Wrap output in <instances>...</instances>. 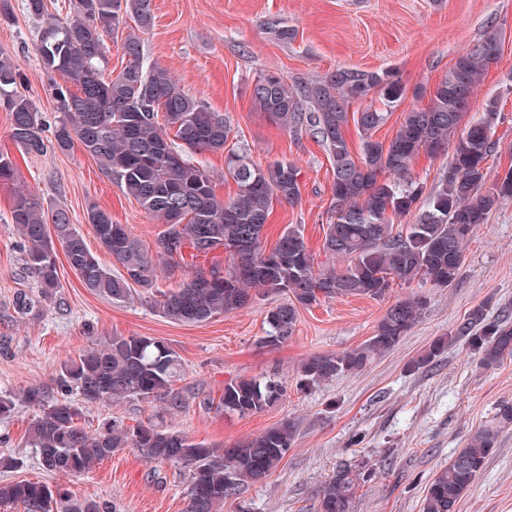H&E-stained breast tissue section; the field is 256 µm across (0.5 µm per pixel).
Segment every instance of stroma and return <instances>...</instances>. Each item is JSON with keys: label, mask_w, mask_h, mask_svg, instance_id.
I'll list each match as a JSON object with an SVG mask.
<instances>
[{"label": "stroma", "mask_w": 512, "mask_h": 512, "mask_svg": "<svg viewBox=\"0 0 512 512\" xmlns=\"http://www.w3.org/2000/svg\"><path fill=\"white\" fill-rule=\"evenodd\" d=\"M11 5L10 19L0 22V53L18 64L20 90L35 103L50 132L61 114L51 90L56 78L39 61L41 23L25 12L23 0ZM282 27L292 30L293 39L277 36ZM490 33L500 37L502 52L467 117L478 119L486 100L496 99L498 148L487 161L494 179L512 168V0H154V22L142 39L149 62L166 68L184 91L223 113L234 147L251 164L284 161L298 169L301 198L293 205L275 204L265 244L273 246L288 225H300L316 267L327 269L337 264L322 249L332 208L331 158L310 134L289 133L255 110V80L276 74L293 85L340 68L392 69L406 87L431 88L460 53ZM9 130V114L0 110V152L16 162L13 180L0 182V395L18 398L13 416L0 420V450L24 464L0 470V481L41 480L74 498L106 502L112 512H185L184 473L148 462L137 449H125L74 477L43 471L34 449L24 444L41 409L23 402V392L54 389L61 362L112 336H154L171 345L182 359L177 386L186 401L177 411L153 400L85 403L81 423L87 430L106 422L152 424L222 449L283 418L298 421L295 442L280 467L225 501L223 512H318L322 485L344 465L371 472L368 482L359 484L350 512H421L434 473L492 419L499 404L512 403V356L487 370L459 342L430 366L407 369L473 307L484 303L490 315H512V201L474 228L451 287L415 281L393 284L376 299L321 298L300 310L292 337L275 347L262 338L266 312L280 301L276 295L197 324L173 322L152 307L154 291L179 288L194 266L227 268L231 258L226 253L197 258L174 276L160 277L155 290L137 289L126 303L89 292L62 258L58 273L65 310L43 301L22 316L14 310L17 294L33 298L37 290L32 279L18 273L20 238L10 213L15 191L36 195L45 210L65 209L97 255L102 249L87 222L90 205L110 212L113 223L128 225L148 248L161 227L81 146L27 156L10 140ZM409 297L425 301V314L394 350L360 373L298 388V370L306 358L359 346L392 303ZM270 375L284 386L279 403L255 415L225 414L220 405L225 383ZM457 512H512V427L500 433L497 450Z\"/></svg>", "instance_id": "35a3bbf8"}]
</instances>
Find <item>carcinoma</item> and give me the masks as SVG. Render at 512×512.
I'll return each instance as SVG.
<instances>
[{
	"label": "carcinoma",
	"instance_id": "1",
	"mask_svg": "<svg viewBox=\"0 0 512 512\" xmlns=\"http://www.w3.org/2000/svg\"><path fill=\"white\" fill-rule=\"evenodd\" d=\"M125 16L134 22L122 41L127 62L117 75H108L103 34L116 31ZM153 20V0H69L65 16L41 27L40 64L63 78V83L52 86L63 119L49 145L35 104L18 90V65L0 55V109L10 115L9 136L19 150L41 155L50 146L64 152L80 143L104 174L165 226L150 251L126 225L113 223L110 213L90 206L87 221L101 248L120 266L115 272L89 250L65 210L48 214L37 199L16 193L11 221L21 238L20 271L34 278L43 300L65 305L56 240L83 286L114 302L131 299L137 287H155L158 273L172 261L226 252L232 258L229 269L198 267L190 280L161 293L153 306L173 322L201 323L245 308L261 294H283L286 301L267 312L269 331L263 337L267 345L283 344L293 335L299 309L322 296L380 298L397 280L422 279L443 288L453 285L475 226L486 223L501 202L512 200L511 168L488 182L497 102L487 100L482 117L465 122L472 97L500 55L496 35L461 53L433 89L416 87L414 96L428 98L427 106L406 113L388 142L374 138V133L405 94L395 72L341 68L292 87L282 77L267 74L252 89L255 109L289 132L310 133L332 158L334 204L323 249L345 265L316 268L301 230L291 225L276 246L266 250L262 240L273 204H294L301 197L299 172L280 161L256 167L231 152L226 169L237 185L236 196L229 201L217 196L211 175L194 162L193 155L224 149L231 128L223 114L185 92L167 69L145 63L141 33ZM376 93L382 107L371 103L349 113L353 103ZM351 120L361 139L358 160L346 139ZM450 146V167L427 208L406 230L394 231L393 218L409 214L422 194L409 176L413 161L422 152L436 156ZM50 223L54 237L48 231ZM424 309L419 298L395 302L365 343L307 358L299 372L300 387L363 371L399 345ZM460 340L480 366L490 369L512 355V323L488 318L486 307L478 305L450 334L432 340L421 356L410 361L408 370L427 366ZM182 371L179 354L156 337L114 336L96 344L60 365L56 386L62 398L39 388L25 391L24 400L41 407L25 444L36 449L44 470L72 476L92 471L120 451L137 448L149 461L170 464L187 474V512H218L244 485L281 465L298 432L295 420L283 419L224 449L220 456L204 442L154 425L106 423L90 433L79 425L80 406L68 399L72 393L86 403L152 399L178 409L184 398L174 383ZM283 392L274 377L228 382L222 395L224 412L261 413ZM510 426L512 404L505 403L435 474L425 490L422 512H456L495 451L500 432ZM365 478L364 472L337 469L321 491L319 512H349L359 481ZM18 505L24 512H109L105 502L78 501L41 481H0V506Z\"/></svg>",
	"mask_w": 512,
	"mask_h": 512
}]
</instances>
